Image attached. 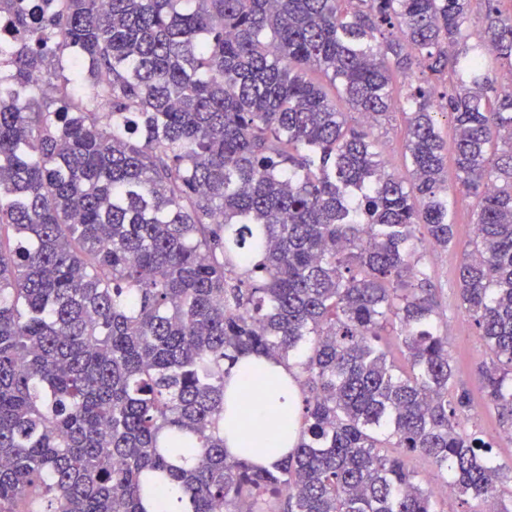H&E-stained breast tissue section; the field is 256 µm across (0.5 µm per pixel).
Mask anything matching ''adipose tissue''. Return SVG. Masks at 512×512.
Wrapping results in <instances>:
<instances>
[{
  "label": "adipose tissue",
  "instance_id": "obj_1",
  "mask_svg": "<svg viewBox=\"0 0 512 512\" xmlns=\"http://www.w3.org/2000/svg\"><path fill=\"white\" fill-rule=\"evenodd\" d=\"M261 375L245 376L241 368L231 372L227 393L234 397L233 414L224 418V446L228 456H241L246 441L267 432L275 419L273 404L285 403L288 410H295L299 401L296 385L289 382V371L279 360L261 357L257 360ZM289 384L287 391H280L279 381Z\"/></svg>",
  "mask_w": 512,
  "mask_h": 512
}]
</instances>
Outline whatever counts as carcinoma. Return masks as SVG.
Wrapping results in <instances>:
<instances>
[{
    "instance_id": "1",
    "label": "carcinoma",
    "mask_w": 512,
    "mask_h": 512,
    "mask_svg": "<svg viewBox=\"0 0 512 512\" xmlns=\"http://www.w3.org/2000/svg\"><path fill=\"white\" fill-rule=\"evenodd\" d=\"M499 2L0 0V512H439L414 453L512 512L417 250L455 245L444 110L478 200L461 304L512 425ZM395 108L407 181L364 127ZM245 356L296 369L298 444L272 470L224 454Z\"/></svg>"
}]
</instances>
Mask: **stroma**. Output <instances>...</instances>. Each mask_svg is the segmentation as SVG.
Here are the masks:
<instances>
[{
  "label": "stroma",
  "instance_id": "1",
  "mask_svg": "<svg viewBox=\"0 0 512 512\" xmlns=\"http://www.w3.org/2000/svg\"><path fill=\"white\" fill-rule=\"evenodd\" d=\"M404 117L393 113L382 125L376 127L373 134L385 144L384 158L388 169L400 176H407L405 152L402 140ZM456 224L454 227L456 244L442 250L428 241L418 244L429 268L437 300L442 309L441 325L448 331V352L455 368L457 380L466 387L471 397V408L466 424L483 430L498 440L495 449L499 463L512 465V442L500 440V426L496 411L490 406L477 381L480 367L490 363L491 355L482 336L471 320L465 315L459 300L456 268L461 252L474 236L472 224L476 209L474 197L457 192L453 195Z\"/></svg>",
  "mask_w": 512,
  "mask_h": 512
}]
</instances>
